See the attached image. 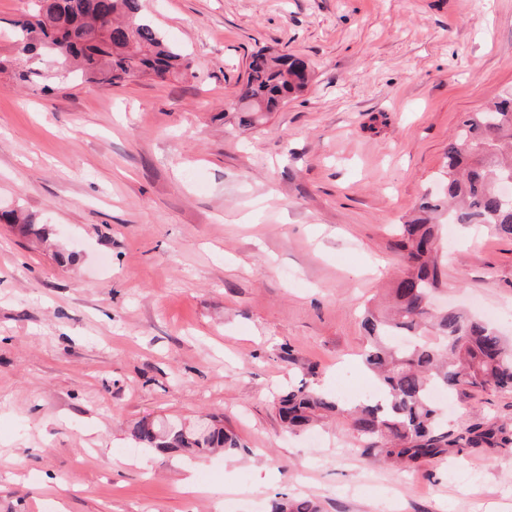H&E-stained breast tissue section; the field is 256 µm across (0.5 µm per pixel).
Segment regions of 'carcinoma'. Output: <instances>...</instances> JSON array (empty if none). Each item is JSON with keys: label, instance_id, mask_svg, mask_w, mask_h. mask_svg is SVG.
Masks as SVG:
<instances>
[{"label": "carcinoma", "instance_id": "obj_1", "mask_svg": "<svg viewBox=\"0 0 512 512\" xmlns=\"http://www.w3.org/2000/svg\"><path fill=\"white\" fill-rule=\"evenodd\" d=\"M26 18L14 22L9 53H0V75L27 86L92 83L104 87L179 79L192 73L184 50L170 43L142 13L141 0H30ZM292 54L257 52L248 64L239 94L241 122L274 112L288 97L307 89L311 73L296 67ZM65 70L67 77L58 75ZM512 178V91L467 112L456 139L448 143L443 192L424 195L412 216L398 225L393 248L405 253L408 267L396 281L391 314L365 312L361 326L367 345L362 363L386 396L379 403H349L304 385L277 399L290 430L343 421L365 455L414 466L448 454L491 452L512 447V423L480 421L450 429L442 422L430 391L448 394L495 389L512 392V342L489 324L454 308L434 311L429 296L443 283L437 255L439 221L488 224L512 238V199L501 193ZM0 222L22 235L48 237L31 216L0 213ZM131 441L165 454L201 456L239 448L237 437L213 415L186 425L143 418L129 430ZM270 512H321L308 497L276 494Z\"/></svg>", "mask_w": 512, "mask_h": 512}]
</instances>
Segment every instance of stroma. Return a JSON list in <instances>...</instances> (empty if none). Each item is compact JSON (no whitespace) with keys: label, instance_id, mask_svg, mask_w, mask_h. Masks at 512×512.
Returning a JSON list of instances; mask_svg holds the SVG:
<instances>
[{"label":"stroma","instance_id":"1","mask_svg":"<svg viewBox=\"0 0 512 512\" xmlns=\"http://www.w3.org/2000/svg\"><path fill=\"white\" fill-rule=\"evenodd\" d=\"M195 77L46 93L0 76V512H512V451L401 468L344 426L288 433L306 382L355 397L365 306L437 192L462 113L512 89V0H142ZM308 90L251 126L253 52ZM437 295L512 338V238L443 228ZM72 254L59 264L55 251ZM463 427L512 422V392L451 398ZM213 414L245 453L127 455L134 422ZM0 222L10 224L22 235L35 234L44 238L49 235L48 228L35 229V222L32 217L21 211H1ZM318 502L308 497H289L276 494L271 501L270 512H321Z\"/></svg>","mask_w":512,"mask_h":512}]
</instances>
